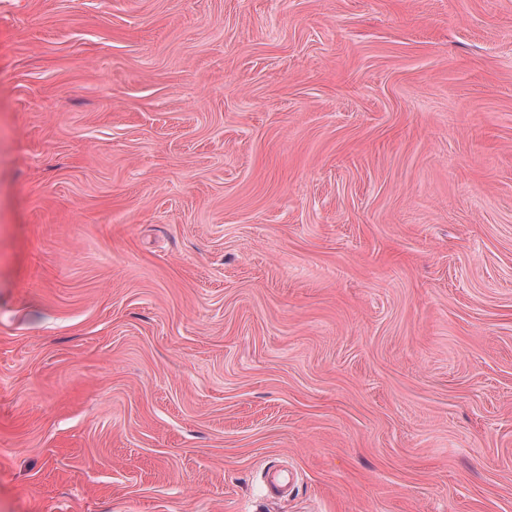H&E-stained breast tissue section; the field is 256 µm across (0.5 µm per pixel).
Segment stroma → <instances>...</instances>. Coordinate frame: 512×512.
I'll use <instances>...</instances> for the list:
<instances>
[{"instance_id":"35a3bbf8","label":"stroma","mask_w":512,"mask_h":512,"mask_svg":"<svg viewBox=\"0 0 512 512\" xmlns=\"http://www.w3.org/2000/svg\"><path fill=\"white\" fill-rule=\"evenodd\" d=\"M0 512H512V0H0Z\"/></svg>"}]
</instances>
